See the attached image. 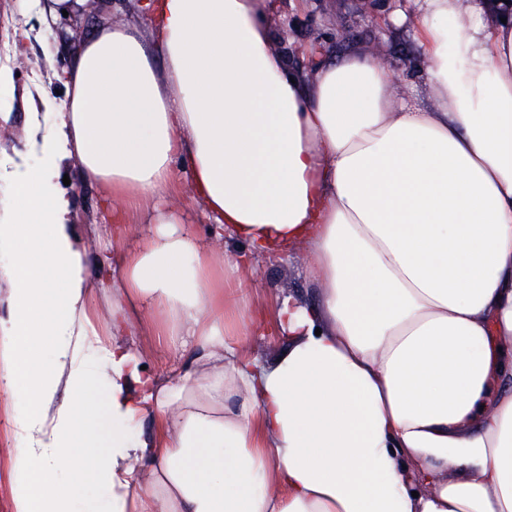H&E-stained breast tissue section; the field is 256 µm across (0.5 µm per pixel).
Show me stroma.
Wrapping results in <instances>:
<instances>
[{"label":"stroma","mask_w":512,"mask_h":512,"mask_svg":"<svg viewBox=\"0 0 512 512\" xmlns=\"http://www.w3.org/2000/svg\"><path fill=\"white\" fill-rule=\"evenodd\" d=\"M407 8L408 0H278L271 25L274 47L306 71L315 57L338 58L378 42L393 62L397 80L408 84L417 79V48L407 25L394 21L396 14ZM340 20L346 27L341 36L336 33ZM89 25L94 30L129 25L145 39L151 32L137 0H99ZM69 62V48L56 32L42 28L38 0H0V64L10 66L16 87L45 90L39 122L41 134L48 140L67 109L65 86L57 75ZM62 171L71 180L67 190L74 202L78 233L90 238L93 224L100 220L101 192L97 185L79 180L76 160L64 162ZM258 264L262 273L255 288L261 299L271 302L286 295L305 301L314 298L315 290L303 270V250L289 251L275 260L262 258ZM27 409L23 393L0 395V512H12L13 493L28 479L27 469L15 457L20 441L13 433L15 420Z\"/></svg>","instance_id":"35a3bbf8"}]
</instances>
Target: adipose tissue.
Wrapping results in <instances>:
<instances>
[{"label": "adipose tissue", "mask_w": 512, "mask_h": 512, "mask_svg": "<svg viewBox=\"0 0 512 512\" xmlns=\"http://www.w3.org/2000/svg\"><path fill=\"white\" fill-rule=\"evenodd\" d=\"M274 0H145L85 37L53 142L0 151V392L23 391L14 512H512V19L413 0L425 97L369 52L273 50ZM102 190L87 262L60 164ZM210 238L172 204L176 158ZM261 257L318 297L251 310ZM287 339L263 363L249 327ZM152 336L182 352L145 371ZM104 351L107 369L90 365ZM67 475L55 479V472ZM107 490L99 486H88L72 501L73 512H106L108 510Z\"/></svg>", "instance_id": "obj_1"}]
</instances>
